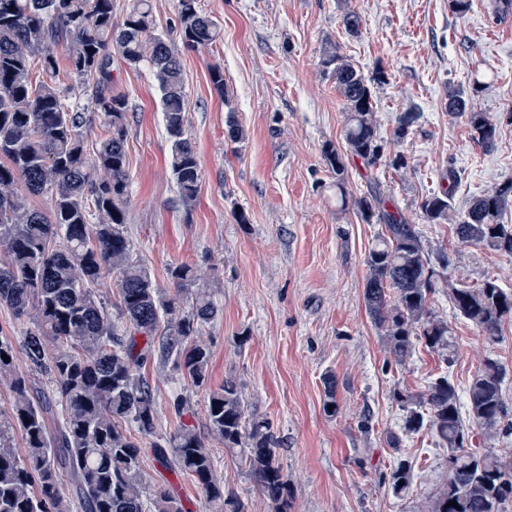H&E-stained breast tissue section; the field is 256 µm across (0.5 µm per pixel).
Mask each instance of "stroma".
I'll return each mask as SVG.
<instances>
[{
    "instance_id": "35a3bbf8",
    "label": "stroma",
    "mask_w": 512,
    "mask_h": 512,
    "mask_svg": "<svg viewBox=\"0 0 512 512\" xmlns=\"http://www.w3.org/2000/svg\"><path fill=\"white\" fill-rule=\"evenodd\" d=\"M493 0H472L466 15L449 0H198L221 28L213 44L179 47L187 95L188 135L199 158V193L180 197L169 165L170 144L160 95L148 64L112 60V92L125 95L129 205L125 231L134 253L158 286L172 290L171 265L198 266L220 307L202 335L210 345V387L236 381L250 415L268 420L291 480L288 512H427L448 478V450L427 429L403 428L395 391L423 393L440 376L465 391L485 358L505 372L512 405V317L496 343L459 318L448 285L494 278L512 292V256L460 244L451 225L430 224L420 203L455 171L453 207L464 217L473 197L512 179V16L496 20ZM359 13V37L342 17ZM337 47L371 85L378 133L406 168L365 166L347 156L345 112L336 83L322 66ZM224 72L228 98L210 79ZM464 90L476 111L493 118L492 150L473 138L467 117H449L448 88ZM419 118L395 140L397 117ZM245 129L243 142L226 137V121ZM346 156L347 194L339 196L324 152ZM383 193L415 225L425 252L445 251L451 264L436 271L431 307L453 330L457 354L417 343L396 364L364 306L365 257L384 233L364 222L354 200ZM247 223H240L238 213ZM158 400L160 436L179 425L206 438L225 493L244 512H275L235 450L210 438L207 394L191 388L172 362L152 352L143 369ZM336 379L335 415L324 410L326 375ZM190 399L176 412L178 396ZM412 466L410 489L389 485L400 461ZM141 468L148 485H169L182 512H204L205 494L190 477L162 466L143 439Z\"/></svg>"
}]
</instances>
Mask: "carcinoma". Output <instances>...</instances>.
I'll use <instances>...</instances> for the list:
<instances>
[{
	"label": "carcinoma",
	"instance_id": "carcinoma-1",
	"mask_svg": "<svg viewBox=\"0 0 512 512\" xmlns=\"http://www.w3.org/2000/svg\"><path fill=\"white\" fill-rule=\"evenodd\" d=\"M113 0H0V305L31 323L22 353L29 371L47 377L51 394L35 395L29 377L17 370L12 342L0 339V380L10 384L13 403L7 425L0 424V512H60L62 486L71 485L81 512H182L169 489L146 487L140 443L127 425L144 437L155 435L157 398L141 374L159 324L167 335L161 349L174 369L195 388L208 389L211 351L200 339L219 307L197 283V268L179 263L169 269L174 291L166 293L133 256L124 232L129 173L126 153L125 97L106 86L112 54L127 64L146 62L160 93L170 142V167L185 202L199 190V163L186 133L187 100L180 57L167 37L155 30L149 0H133L122 23L112 21ZM177 24L186 47L214 43L220 27L201 12L198 0H178ZM63 46L71 73L96 80L90 94L94 111L110 118L109 136L94 155L86 153L85 113L67 106L59 88ZM322 65L344 101L343 136L350 154L368 166L386 156L377 134V115L367 79L353 60L332 48ZM448 116L465 115L474 139L489 150L497 125L485 112H474L461 89H448ZM418 119L416 112L397 118L396 139ZM325 157L346 196L347 167L331 149ZM445 189L426 197L420 211L430 224L453 223L463 245H484L512 255V181L472 199L464 219L452 222ZM47 195L44 214L27 197ZM367 223L385 226L386 234L369 250L365 263L364 303L372 324L397 363L410 357L414 344L455 355L448 322L431 309L434 264L450 260L426 257L415 225L398 209L370 191L356 199ZM118 278L119 313L112 318L99 286L105 274ZM456 314L496 341L504 318L512 316V293L494 279L468 286L448 282ZM503 370L485 359L466 390L469 419L485 434L499 436L496 452L468 451L469 432L455 386L441 376L425 393L397 391L406 411L403 428L428 427L448 447V485L431 500L429 512H505L512 499V421L503 395ZM208 429L226 448L239 449L262 493L284 501L287 478L279 463L271 424L248 412L241 388L232 380L209 389ZM17 427L24 448L12 447L9 430ZM154 453L165 467L174 465L204 490L208 512H243L241 502L224 495L212 456L195 429L182 425ZM411 467L401 462L390 476L392 491H405ZM457 506H451V503Z\"/></svg>",
	"mask_w": 512,
	"mask_h": 512
}]
</instances>
